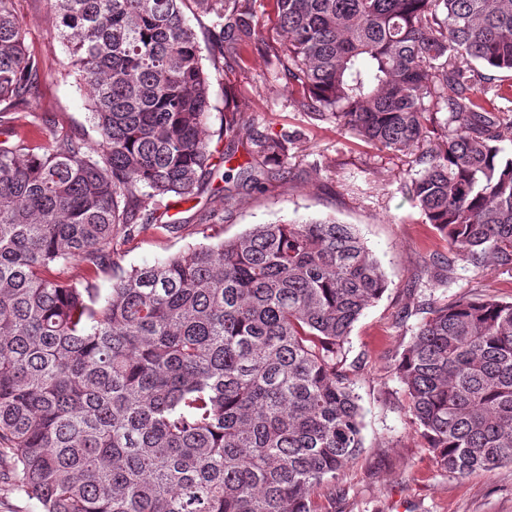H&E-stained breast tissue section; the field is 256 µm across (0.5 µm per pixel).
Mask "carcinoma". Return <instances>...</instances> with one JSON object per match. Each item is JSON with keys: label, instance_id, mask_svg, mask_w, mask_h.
<instances>
[{"label": "carcinoma", "instance_id": "1", "mask_svg": "<svg viewBox=\"0 0 512 512\" xmlns=\"http://www.w3.org/2000/svg\"><path fill=\"white\" fill-rule=\"evenodd\" d=\"M48 2L100 140L37 144L0 111V478L41 512H320L364 448L345 344L387 289L354 225L277 221L112 260L147 209L180 231L163 201L196 198L226 159L185 10L212 16L239 62L268 58L301 110L415 154L411 198L451 246L446 268L512 272V85L479 71L512 72V0H273L276 43L252 0ZM41 76L0 0V104L25 106ZM254 143L288 161V140ZM426 310L394 356L423 447L459 477L512 463V301Z\"/></svg>", "mask_w": 512, "mask_h": 512}]
</instances>
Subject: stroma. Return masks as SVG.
<instances>
[{
    "mask_svg": "<svg viewBox=\"0 0 512 512\" xmlns=\"http://www.w3.org/2000/svg\"><path fill=\"white\" fill-rule=\"evenodd\" d=\"M26 32L25 43L43 75L27 109L44 117L32 137L47 143L52 130L64 129L97 142L100 136L85 106L82 87L70 74L68 53L57 35L47 0H14ZM205 50L219 61L211 73L206 133L211 147L231 155L229 168L253 167L259 183L225 194L214 174L195 199L168 202V214L182 223L175 234L146 229L119 241L113 259L123 268L164 260L207 237H236L256 224L278 220L335 218L356 225L388 280L382 298L355 323L346 345L347 363L363 409L365 448L336 476L334 495H322V512H512V464L460 478L441 469L422 446L405 407L393 356L406 345L425 314L424 299H453L490 292L512 299V273L496 267L476 273L455 262L449 287L438 286L434 259L448 247L422 221L408 189L420 167L413 156L381 151L335 125L311 118L285 89L284 77L262 56L244 65L224 59L223 45L212 42L211 17L189 14ZM239 89L243 129L224 138V86ZM290 138L284 168L260 165L256 136Z\"/></svg>",
    "mask_w": 512,
    "mask_h": 512,
    "instance_id": "35a3bbf8",
    "label": "stroma"
}]
</instances>
